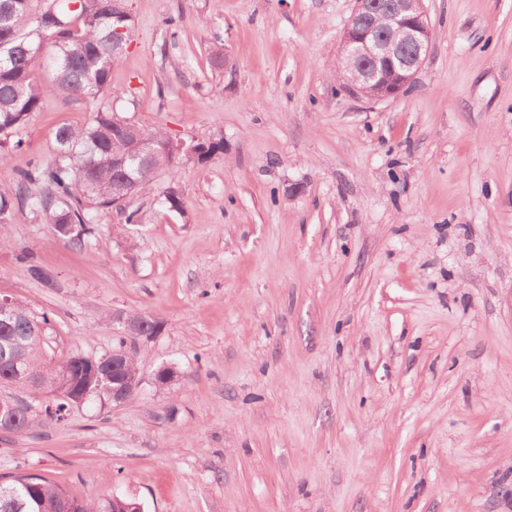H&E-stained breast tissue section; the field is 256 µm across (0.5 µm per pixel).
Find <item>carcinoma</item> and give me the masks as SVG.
<instances>
[{"instance_id": "obj_1", "label": "carcinoma", "mask_w": 512, "mask_h": 512, "mask_svg": "<svg viewBox=\"0 0 512 512\" xmlns=\"http://www.w3.org/2000/svg\"><path fill=\"white\" fill-rule=\"evenodd\" d=\"M53 14L59 40L52 46V68L48 76L37 74L35 50L43 40L38 19ZM373 40L390 39L382 16L371 15ZM127 29L125 42L112 44V30ZM135 29L125 4L114 0H0V145L14 140L30 115L40 111L49 95L67 100L96 103L112 96L110 73L123 54ZM112 107H97L91 121L81 127L62 125L54 133L55 154L50 161L35 160L21 172L13 192H0V221L19 204L51 224L57 235L83 246L95 233L97 223L118 199L152 189L156 177L176 164L163 151L169 136L160 129L145 131L155 142L156 153L145 160L121 166L117 157L128 151L129 142ZM19 259L31 278L49 286L52 275L37 264L29 252ZM50 319L37 315L13 300L8 313H0V353L12 351L23 360L33 382L17 378L12 364L0 359V399L13 396V389L27 387L31 402L40 410L27 409L10 429L22 436L43 422L65 420L74 400L112 406L108 390L112 379L97 377L82 368L72 354L57 360L48 354ZM5 486L19 490L16 499L0 497V512H133L138 502L120 498L98 504L72 496L64 488L34 474L9 477Z\"/></svg>"}]
</instances>
